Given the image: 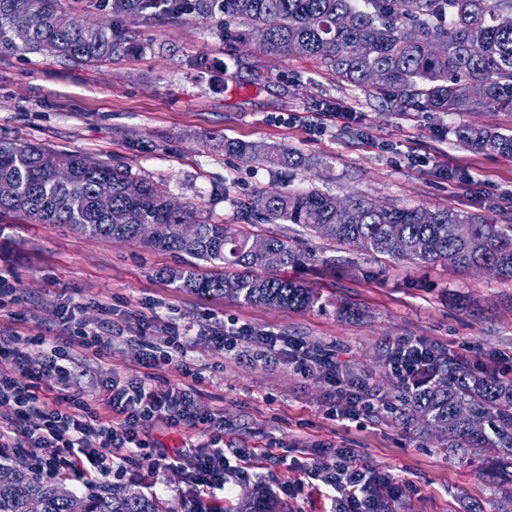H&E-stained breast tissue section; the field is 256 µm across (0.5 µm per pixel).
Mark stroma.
I'll use <instances>...</instances> for the list:
<instances>
[{
    "mask_svg": "<svg viewBox=\"0 0 512 512\" xmlns=\"http://www.w3.org/2000/svg\"><path fill=\"white\" fill-rule=\"evenodd\" d=\"M122 34L134 51L94 66L1 52L0 138L127 168L192 205L200 222L240 223L242 202L257 191L317 188L398 207L491 212L512 224V159L463 149L453 133L462 124L512 129V112L399 110L374 90L337 81L316 59L226 39L218 18L195 12L129 24ZM198 58L207 68L194 67ZM339 112L352 120H336ZM223 139L275 144L302 164L247 163L217 149ZM304 247L321 263L287 275L316 291L318 303L271 308L177 287L166 273L185 256L146 240L84 237L7 216L0 219V270L13 273V299L0 309V336L65 342L109 316L123 339L77 388L92 404L103 382L133 374L142 341L164 345L167 326H176L187 355L157 371L154 386L195 385L197 412L224 419L225 447L269 448L281 458L255 462L246 473L231 461L215 493L219 505L238 504L251 486L290 512H329V488L301 477L331 445L356 449L363 463L399 479L391 512H498L501 449L449 448L447 438L392 412L400 378L388 354L399 343L422 342L476 371L512 377V280L415 267L309 236ZM240 327L335 355L340 378L362 384L368 403L346 419L326 378L302 376L286 355L259 358L246 339L215 349L216 332ZM188 365L199 382L185 376ZM149 440L173 457L208 437L159 424ZM112 485L154 495L167 512H178L187 489L181 471L158 474L146 460L125 466Z\"/></svg>",
    "mask_w": 512,
    "mask_h": 512,
    "instance_id": "obj_1",
    "label": "stroma"
}]
</instances>
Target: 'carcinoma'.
Wrapping results in <instances>:
<instances>
[{"instance_id": "1", "label": "carcinoma", "mask_w": 512, "mask_h": 512, "mask_svg": "<svg viewBox=\"0 0 512 512\" xmlns=\"http://www.w3.org/2000/svg\"><path fill=\"white\" fill-rule=\"evenodd\" d=\"M220 13L247 26L235 40L246 43L257 30L261 51L271 48L315 58L342 82L388 95L400 109L417 112L512 111V0H111L112 22L152 15ZM58 0H0V50L28 51L94 64L127 52L118 30L90 25L72 16L60 27ZM457 142L477 152L512 158V133L464 125ZM224 152L253 162L288 167L295 154L276 146L224 141ZM0 182L13 194L0 197V217L14 215L40 224H62L89 237L132 240L139 226L155 224L150 243L186 254L191 261L168 277L204 296L246 304L306 309L319 301L311 290L286 276H257L265 266L259 244L281 254L280 267L317 263L291 237L259 235L248 224H196L187 240L181 226L192 223L185 206L169 207L166 191L119 166H85L79 154L42 145L0 139ZM112 185V209L127 220L114 224L99 210L100 184ZM246 212L269 223L298 224L320 239L343 243L417 266L444 264L454 271L492 265L498 277L512 279V224L491 214L455 207L378 206L362 198L347 204L317 190L258 191ZM213 267L200 271L199 262ZM398 400L411 419L448 438L452 448H501V486L512 487V380L479 374L442 350L429 349L415 382H403ZM484 421L476 431L469 416ZM166 512L162 503L136 491L112 490L77 496L48 485L29 472L0 466V512ZM241 512H285L260 491L245 494Z\"/></svg>"}]
</instances>
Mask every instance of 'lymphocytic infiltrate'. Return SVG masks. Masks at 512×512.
<instances>
[{
	"instance_id": "lymphocytic-infiltrate-1",
	"label": "lymphocytic infiltrate",
	"mask_w": 512,
	"mask_h": 512,
	"mask_svg": "<svg viewBox=\"0 0 512 512\" xmlns=\"http://www.w3.org/2000/svg\"><path fill=\"white\" fill-rule=\"evenodd\" d=\"M44 355L35 365L25 364L18 347L0 341V404L11 405L15 419L0 426V454L19 460L36 478L54 480L75 475L110 482L112 462L136 463L146 444L141 434L158 422L189 427L205 426L208 443L198 445L181 463L168 454L152 455L155 471L180 465L196 497L188 512H205L203 499L224 487L229 462L220 442L224 426L203 419L194 410L192 388H153L155 370L172 362L184 343L171 334L165 348L145 343L138 360L139 372L126 380L104 385L96 407L72 395H55L68 386L75 355L102 362L112 346V321L101 318L93 330L79 329L75 345L31 338ZM309 480L333 491L330 512H378L381 502L395 500L401 492L390 473L362 464L355 449L326 452L303 469Z\"/></svg>"
}]
</instances>
